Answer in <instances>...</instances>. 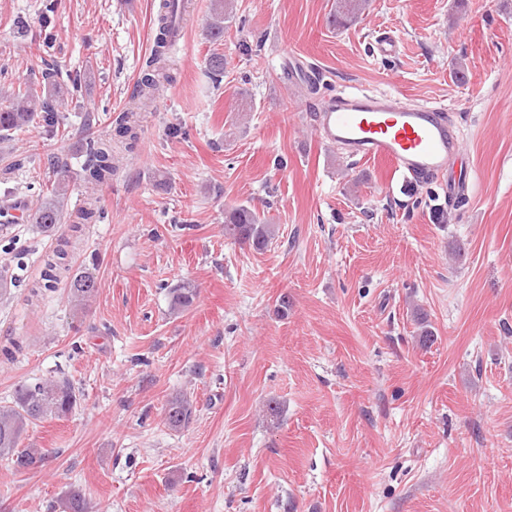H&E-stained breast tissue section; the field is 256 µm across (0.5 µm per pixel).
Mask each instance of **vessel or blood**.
I'll use <instances>...</instances> for the list:
<instances>
[{"mask_svg": "<svg viewBox=\"0 0 512 512\" xmlns=\"http://www.w3.org/2000/svg\"><path fill=\"white\" fill-rule=\"evenodd\" d=\"M317 112L325 138L415 178L444 177L463 152L442 108L412 104L397 94H328L320 98Z\"/></svg>", "mask_w": 512, "mask_h": 512, "instance_id": "vessel-or-blood-1", "label": "vessel or blood"}]
</instances>
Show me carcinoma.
<instances>
[{
  "instance_id": "obj_1",
  "label": "carcinoma",
  "mask_w": 512,
  "mask_h": 512,
  "mask_svg": "<svg viewBox=\"0 0 512 512\" xmlns=\"http://www.w3.org/2000/svg\"><path fill=\"white\" fill-rule=\"evenodd\" d=\"M235 0H211V8L204 37L212 44L224 39V33L236 22ZM369 0H333L328 15L330 27L340 30L356 20L366 11ZM185 0H160L156 23V36L152 54L145 63L139 81L138 91L133 98L134 109L141 110L153 106L156 94L164 81L169 79L166 62L173 46L178 40L177 32L184 20ZM69 89L56 82H47L42 90L27 89L5 96L0 102V133L9 134L35 120L53 124L58 119V109L65 107ZM84 162L80 178L85 188L84 206L77 211V221L72 228L99 218L101 207L98 197L91 189L112 179L117 170L118 158L112 149L90 139L84 146ZM70 189L69 170L58 172L53 182L50 196L30 205L28 219L32 224L52 231L61 223L64 203ZM279 236V227L268 222L265 215L256 209L238 204L224 209V237L242 245H248L257 251L264 250ZM71 241L60 239L58 248L43 257L41 281L37 288L52 290L56 288L62 275L69 271L67 262ZM98 285L94 274L87 270H77L69 281V295L73 309L85 312ZM198 291L193 285L183 283L169 289L170 307L174 312L188 310L194 303ZM79 402V395L70 381L64 377L51 375L34 383L22 384L14 399L0 405V456L11 458L19 469L40 467L46 453L42 448L19 447L28 428L47 416L63 417L71 413ZM194 414L193 403L184 395L171 398L165 408V423L171 429L187 426ZM64 512H86L84 497L76 492L68 493L63 501Z\"/></svg>"
}]
</instances>
